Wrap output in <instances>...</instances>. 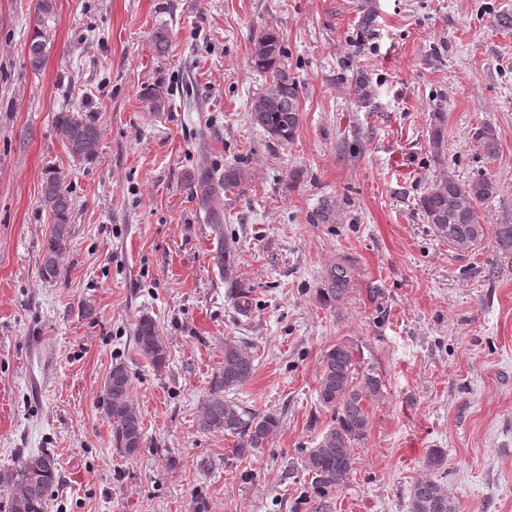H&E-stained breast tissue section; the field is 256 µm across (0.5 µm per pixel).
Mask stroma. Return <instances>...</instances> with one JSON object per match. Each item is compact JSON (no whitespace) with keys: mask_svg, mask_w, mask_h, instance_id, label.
I'll list each match as a JSON object with an SVG mask.
<instances>
[{"mask_svg":"<svg viewBox=\"0 0 512 512\" xmlns=\"http://www.w3.org/2000/svg\"><path fill=\"white\" fill-rule=\"evenodd\" d=\"M34 8L0 0V472L54 453L48 512H197L201 501L208 512H408L413 483L432 474L429 449L442 448L432 475L457 512H512V262L488 240L448 244L417 206L446 174L486 176L497 192L482 223L512 222V28L497 23L512 0H54L39 27ZM38 28L48 44L35 69L26 47ZM159 28L171 36L162 54ZM269 29L302 88L288 143L251 118L269 83L252 48ZM361 76L374 89L365 108L352 92ZM157 83L167 96L153 112L143 90ZM65 110L97 125L93 162L67 153L55 129ZM205 163L242 173L224 196L227 276L191 181ZM48 169L72 198L55 281L41 274ZM327 199L334 214L314 223ZM338 264L349 291L330 302ZM143 316L168 348L163 370L134 344ZM229 340L255 364L231 399L281 421L241 457L233 437L198 424ZM343 340L384 393L352 474L319 502L303 458L333 423L320 362ZM119 362L145 432L132 458L112 445L107 414Z\"/></svg>","mask_w":512,"mask_h":512,"instance_id":"1","label":"stroma"}]
</instances>
